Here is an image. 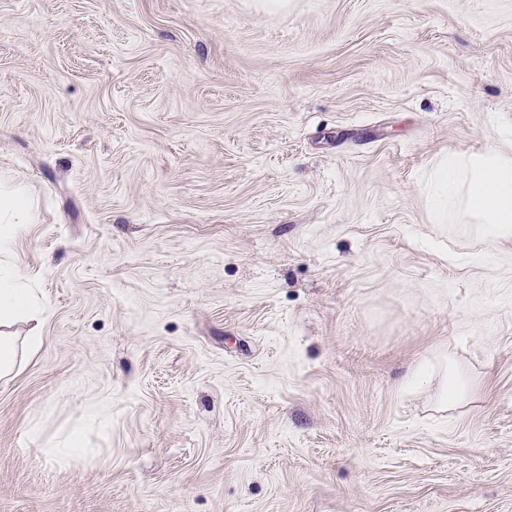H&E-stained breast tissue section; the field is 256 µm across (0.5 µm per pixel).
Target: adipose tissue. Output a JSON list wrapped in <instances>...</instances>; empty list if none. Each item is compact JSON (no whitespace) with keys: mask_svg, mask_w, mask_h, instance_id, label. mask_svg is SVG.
<instances>
[{"mask_svg":"<svg viewBox=\"0 0 512 512\" xmlns=\"http://www.w3.org/2000/svg\"><path fill=\"white\" fill-rule=\"evenodd\" d=\"M426 195L440 222L452 218L477 225L487 240L512 241V145L449 152L431 174ZM45 311L19 272L0 269V380L12 378L42 344L38 334L16 335L14 325L42 320Z\"/></svg>","mask_w":512,"mask_h":512,"instance_id":"adipose-tissue-1","label":"adipose tissue"}]
</instances>
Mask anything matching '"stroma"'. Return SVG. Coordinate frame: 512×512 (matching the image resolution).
<instances>
[{
	"label": "stroma",
	"instance_id": "35a3bbf8",
	"mask_svg": "<svg viewBox=\"0 0 512 512\" xmlns=\"http://www.w3.org/2000/svg\"><path fill=\"white\" fill-rule=\"evenodd\" d=\"M506 138L512 0H0V512H512V241L423 191ZM30 215V200L25 189L15 187L0 208V250L7 247L13 238V224ZM45 311L19 272L0 267V380L12 378L23 359L42 344L40 335L17 336L11 328L22 321L38 322ZM448 384V359L443 363V379L441 382L438 398V407L441 411L448 410V404L454 405L468 396L469 386L458 377L451 376Z\"/></svg>",
	"mask_w": 512,
	"mask_h": 512
}]
</instances>
